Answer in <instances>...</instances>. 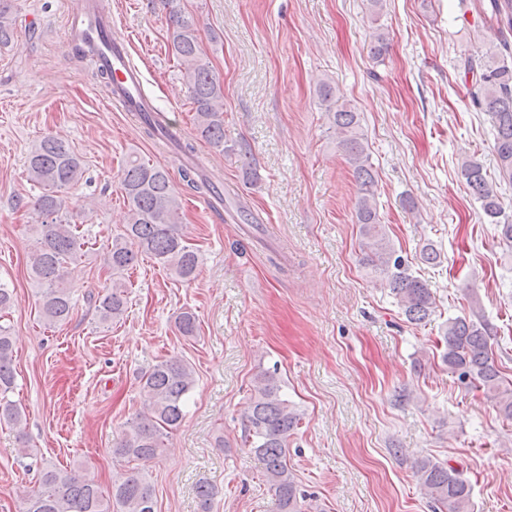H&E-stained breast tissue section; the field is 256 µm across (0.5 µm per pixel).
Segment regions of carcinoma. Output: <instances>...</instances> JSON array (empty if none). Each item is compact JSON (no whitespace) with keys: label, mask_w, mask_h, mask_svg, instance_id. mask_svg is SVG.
Segmentation results:
<instances>
[{"label":"carcinoma","mask_w":512,"mask_h":512,"mask_svg":"<svg viewBox=\"0 0 512 512\" xmlns=\"http://www.w3.org/2000/svg\"><path fill=\"white\" fill-rule=\"evenodd\" d=\"M170 19L168 34L172 55L182 66L183 80L194 112L195 131L211 147L224 150V90L209 65L203 62L198 29L181 7V0H164ZM491 17L502 29L512 30V0H490ZM12 0H0V45L15 39ZM389 42L385 28H373L370 54L384 60ZM472 72L471 103L486 113L496 131L494 155L499 176L512 182V46L508 41L491 43L481 50V61L468 66ZM317 94L325 105L328 123L338 146L351 164L358 186L355 219L364 240L362 264L386 281L407 321L419 325L434 313L430 289L413 274L390 244L380 221L376 202L377 181L372 171L368 143L361 131L360 113L327 81ZM182 180L196 191L209 193L220 182L201 174L202 163H185L198 157L191 142L177 144ZM27 178L42 189L35 202L41 222L33 225L36 246L29 257L32 279L43 288L40 314L51 328L70 319L71 289L64 269L80 257L85 246L79 225L72 222L68 190L83 178L81 158L70 144L56 136L42 138L27 158ZM461 175L483 218L497 226L501 240L512 245V219L505 216L496 185L489 182L483 165L475 159L461 164ZM121 188L128 217L121 233L102 250L104 268L112 283L98 293L94 306L99 320L109 324L126 311L123 275L146 254L183 281L196 277L201 262L198 249L188 242L181 224V200L169 172L136 155L121 170ZM185 337L196 335L197 318L184 311L175 322ZM442 362L462 382L486 390L497 399L499 412L512 419V389L501 388L494 365L489 334L484 324L456 317L448 320L443 336ZM195 382L193 369L178 358L164 360L140 377L147 412L129 423L113 454L126 462L149 461L161 456L169 435L183 418L187 396ZM14 384L13 340L10 327L0 323V423L17 432L25 444L23 415L8 399ZM300 414L283 392L277 371L260 372L254 382L247 416L246 443L262 461L264 476L276 497L278 512H302L296 482L288 469V437L298 427ZM420 486L436 504L438 512H471L472 487L451 467L431 459L419 462ZM21 512H155L153 488L138 468L130 467L103 495L92 483L46 464L39 472L38 486L23 501Z\"/></svg>","instance_id":"cac0c4a2"}]
</instances>
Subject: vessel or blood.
Wrapping results in <instances>:
<instances>
[{
	"mask_svg": "<svg viewBox=\"0 0 512 512\" xmlns=\"http://www.w3.org/2000/svg\"><path fill=\"white\" fill-rule=\"evenodd\" d=\"M65 38L67 43L81 44L89 58L111 73L110 99L115 107L133 118L139 111H154L143 90L142 73L127 54L126 39L117 34L111 15L97 0H85L82 9L68 10Z\"/></svg>",
	"mask_w": 512,
	"mask_h": 512,
	"instance_id": "1",
	"label": "vessel or blood"
}]
</instances>
